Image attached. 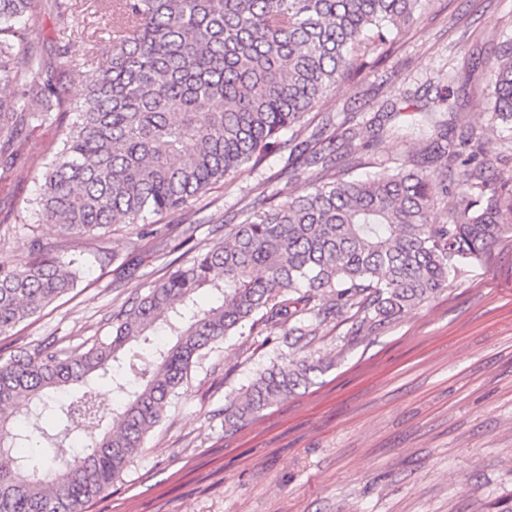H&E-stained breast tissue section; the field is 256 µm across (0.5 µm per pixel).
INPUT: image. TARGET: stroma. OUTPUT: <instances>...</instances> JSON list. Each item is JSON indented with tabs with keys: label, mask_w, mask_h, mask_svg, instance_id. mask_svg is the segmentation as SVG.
Listing matches in <instances>:
<instances>
[{
	"label": "stroma",
	"mask_w": 512,
	"mask_h": 512,
	"mask_svg": "<svg viewBox=\"0 0 512 512\" xmlns=\"http://www.w3.org/2000/svg\"><path fill=\"white\" fill-rule=\"evenodd\" d=\"M27 26L30 41L55 60L53 0H42ZM507 35L512 0H433L402 31L393 56L341 84L324 109L369 119L386 103L435 102L442 76L474 52L480 72L464 91L457 123L482 128L491 153L504 152L512 130L494 116L481 74ZM422 139L397 118L385 124L375 152L392 169ZM60 147L56 126L27 132L25 165L0 183V210L25 209ZM281 167L275 156L256 169L242 166L211 196L232 211L265 186L288 193ZM170 223L194 227L201 243L223 237L197 205L158 224L142 253L132 248L139 226L113 225L105 243L112 260L103 265L92 258L95 241H61L54 226L33 219L1 227L0 260L27 263L41 240L84 253L87 262L77 288L0 335V357L107 339L112 314L144 297L171 261ZM350 333L349 323H327L313 348L332 367L232 434L224 430L225 404L281 345L274 335L226 337L192 367L178 401L89 512H512V230L434 299L338 356Z\"/></svg>",
	"instance_id": "1"
}]
</instances>
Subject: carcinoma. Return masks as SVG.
Instances as JSON below:
<instances>
[{"label":"carcinoma","instance_id":"carcinoma-1","mask_svg":"<svg viewBox=\"0 0 512 512\" xmlns=\"http://www.w3.org/2000/svg\"><path fill=\"white\" fill-rule=\"evenodd\" d=\"M39 0H0V182L16 175L24 133L58 125L62 148L32 202L38 222L66 237L99 238L114 224H158L205 201L245 164L286 158L293 189L262 194L232 215L217 209L224 240L166 265L161 280L112 315V335L85 350L48 343L0 360V512H87L120 478L179 397L192 366L224 337L283 332L291 354L258 371L224 407V432L314 384L328 369L309 354L331 319L356 336L396 321L482 260L512 223V178L492 165L484 132L432 123L425 146L395 173L350 178L375 163L364 130L322 112L341 83L394 53L393 32L432 0H113L112 37L92 51L98 69L74 103L61 93L81 72L85 44L70 0H54L66 35L63 66L45 65L23 18ZM477 65L448 71L447 98ZM495 117L512 131V40L487 73ZM448 209V223L432 219ZM24 265L0 261V335L77 285L78 257L36 242ZM207 292L211 301L201 299ZM165 330L174 341L161 343Z\"/></svg>","mask_w":512,"mask_h":512}]
</instances>
